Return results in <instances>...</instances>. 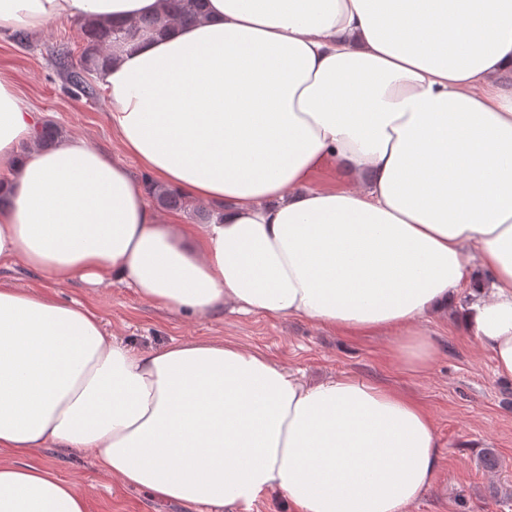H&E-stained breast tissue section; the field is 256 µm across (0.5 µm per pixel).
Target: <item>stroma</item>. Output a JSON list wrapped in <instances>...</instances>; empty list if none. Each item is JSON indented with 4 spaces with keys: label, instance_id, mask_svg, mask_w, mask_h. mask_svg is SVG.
<instances>
[{
    "label": "stroma",
    "instance_id": "stroma-1",
    "mask_svg": "<svg viewBox=\"0 0 512 512\" xmlns=\"http://www.w3.org/2000/svg\"><path fill=\"white\" fill-rule=\"evenodd\" d=\"M82 42L71 21H50L26 44L0 34V76L39 112L93 146L119 152L107 119L103 93L74 94L55 64L58 52L79 56ZM0 282L78 300L90 305L105 329L141 351H156L179 341H230L261 354L307 382L354 376L406 392L431 413L441 465L432 486L410 512H512V381L498 378L489 351L467 335L458 306L444 318H427L420 331L438 348L429 369L413 374L387 360L389 336H351L316 326L303 318L219 314L184 318L118 285L95 290L80 282L59 286L23 264L0 265ZM494 449L496 471L480 463L482 449ZM34 463L72 482L83 492L89 512H199L197 506L154 499L144 490L106 477L88 455L53 448L38 452Z\"/></svg>",
    "mask_w": 512,
    "mask_h": 512
}]
</instances>
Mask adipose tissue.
<instances>
[{
    "label": "adipose tissue",
    "mask_w": 512,
    "mask_h": 512,
    "mask_svg": "<svg viewBox=\"0 0 512 512\" xmlns=\"http://www.w3.org/2000/svg\"><path fill=\"white\" fill-rule=\"evenodd\" d=\"M159 0H0V32L111 22ZM120 153L34 145L39 113L0 78V261L122 285L185 316L233 305L390 335L424 372L417 324L464 284L467 333L512 380V0H206L199 23L97 75ZM147 171L134 178L126 158ZM353 187H314L327 160ZM215 205L160 220L148 186ZM88 454L153 498L236 512H408L440 463L413 397L309 384L233 342L143 352L86 305L0 286V512H88L29 464Z\"/></svg>",
    "instance_id": "adipose-tissue-1"
}]
</instances>
